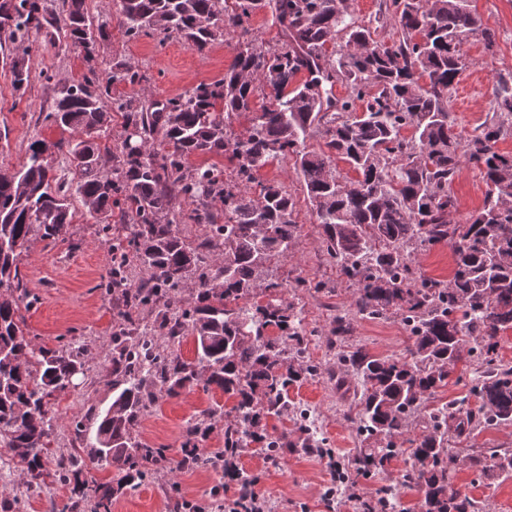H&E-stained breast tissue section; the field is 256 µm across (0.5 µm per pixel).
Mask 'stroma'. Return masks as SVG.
Instances as JSON below:
<instances>
[{
    "mask_svg": "<svg viewBox=\"0 0 512 512\" xmlns=\"http://www.w3.org/2000/svg\"><path fill=\"white\" fill-rule=\"evenodd\" d=\"M472 9L485 25L497 33L493 49H486L480 35H472L461 45L467 66L461 74L468 84L464 103L450 101L449 109L459 127L473 130L487 118L493 89L499 74L512 72V0H471ZM84 9L93 25L106 26L109 37L100 42L93 61L69 46L64 33L45 38L31 31L27 43L7 44L0 51V168L14 171L25 162L30 144L38 139L49 142L71 141L72 131L56 126L49 117L60 82L80 79L88 68L107 74L113 64L125 61L147 76L137 89L116 86L119 94L136 92L141 99L177 96L200 83L223 77L237 52L236 40L227 36L216 41L206 54L193 51L179 36H159L130 40L124 37L117 21V0H85ZM29 55L31 77L25 94L15 93L10 60ZM262 183L275 182L290 193L296 203L298 238L286 257L273 261L270 270L283 286L285 298L301 309L310 330L307 349L318 365L315 376L303 379L288 391L291 405L310 411V419L324 437L331 458L325 459L292 448L269 458L253 443L236 457L238 469L256 479L255 492L267 503L268 512H325L320 501L330 484V466L346 469L362 442L348 419L355 409L362 387L345 375L336 364V354L328 338L336 327L338 314L351 304L350 290L336 277V261L326 248L322 230L306 198L293 158H282L255 174ZM486 185L478 172L462 166L451 185L458 209L454 221L462 222L482 204ZM74 218L62 240L32 239L23 252L19 271L24 284L35 295V303L21 309L23 329L36 346L55 350L77 340L84 350V367L70 388L58 397L54 412L53 450L72 447L73 423L90 407L107 409L112 403V328L120 309L119 302L103 295L98 287L111 258L105 236L91 219L80 200L73 198ZM408 344L399 316L381 319L354 317L345 349L363 348L370 355L396 357ZM480 368L477 362L460 363L459 381L449 382L430 397L428 407L437 408L455 400L476 407L470 391ZM222 405L225 413L212 422L202 448L224 445V429L234 420L233 400L216 388L197 385L175 398H160L139 421L136 431L155 447H165L168 462L157 469L134 492L115 497L112 512H176L178 499L208 498L217 475L184 472L176 467L181 457V428L192 416ZM409 453H401L385 470L358 478L354 491L337 490L335 512H364L365 503L375 501L377 490L392 483L410 463ZM455 489L484 504L486 512H512V477L481 478L469 464L458 467ZM72 494L68 485H36L17 464L14 452L0 440V501L17 500L20 512H50L62 507Z\"/></svg>",
    "mask_w": 512,
    "mask_h": 512,
    "instance_id": "1",
    "label": "stroma"
}]
</instances>
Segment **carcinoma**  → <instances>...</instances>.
Listing matches in <instances>:
<instances>
[{"label": "carcinoma", "instance_id": "carcinoma-1", "mask_svg": "<svg viewBox=\"0 0 512 512\" xmlns=\"http://www.w3.org/2000/svg\"><path fill=\"white\" fill-rule=\"evenodd\" d=\"M56 13L42 0H0V37L25 40L32 27L63 30L71 46L94 58L108 37L95 29L84 0H61ZM400 36L385 41L378 27L356 18L343 0H120L119 17L129 39L155 33L183 38L200 55L224 35L237 37V53L224 78L200 83L166 100L143 103L135 95L112 96V86L141 85L146 76L117 62L102 82L96 74L57 88L53 122L81 138L68 144L75 185L50 175L45 154L61 144L37 141L14 172L0 169V438L8 440L31 478L50 476L76 482L62 512H112L117 493L134 491L168 462L165 449L137 439L134 427L159 397H176L200 382L235 400L236 423L224 431V447L197 449L209 408L182 427L184 471L223 476L225 460L251 443L270 453L282 448L319 451L323 441L306 426L305 437L271 435L262 420L288 413V389L311 377L302 312L278 297L281 284L267 279L268 264L288 254L298 225L291 194L276 184L255 182L254 173L288 155L320 224L340 279L352 288L355 312L367 318L401 317L411 345L399 357L374 358L358 347L338 361L362 388L356 430L366 443L354 459L355 472L383 470L407 439L412 462L396 484L378 490L365 512L396 509L400 487H417L422 512H483L468 495L453 489L460 461L482 476H512V449L453 448L477 430L512 425V367L500 363L499 338L512 330V155L495 144L512 133V73L499 77L492 119L470 134L448 109L449 94L466 66L460 45L480 34L487 48L496 32L483 24L469 0H385ZM269 11L280 27L274 45L258 40L251 18ZM12 84L23 94L29 84L25 57L11 62ZM427 82L422 84L420 79ZM346 84L337 98L333 85ZM264 103L256 105V99ZM124 119L123 139L114 155L115 175L101 169V132L110 112ZM251 115L236 135L230 119ZM414 130L411 137L402 130ZM324 141L310 151L309 135ZM223 155L232 175L216 164L192 167L195 155ZM357 174L345 179L333 159ZM467 164L487 185L483 205L464 223L450 215L457 200L450 186ZM258 190L249 191L248 184ZM112 239V206L130 233L111 244L114 261L98 288L121 300L125 310L112 332V389L109 408H94L74 422L79 451L51 454L54 412L50 399L66 390L82 367L83 349L71 341L58 350L37 347L26 336L19 303L35 302L19 274L26 244L34 236L57 241L71 223L70 198ZM189 209H174L175 201ZM202 224L206 237L192 248L175 224ZM444 243L454 269L447 281L420 275L409 250ZM147 272L136 289L126 285L127 249ZM212 251L224 265L204 270ZM196 277V298L183 305L182 288ZM269 294L264 306H247L257 291ZM155 309V325L140 329L134 313ZM275 327L280 335L271 336ZM170 338L192 333L196 358L161 353L150 334ZM483 368L474 387L479 405L456 415L455 405L430 409L429 397L448 385L458 365ZM112 469L109 482L90 476ZM88 475L81 481L79 476ZM236 495H255V477L233 476Z\"/></svg>", "mask_w": 512, "mask_h": 512}]
</instances>
